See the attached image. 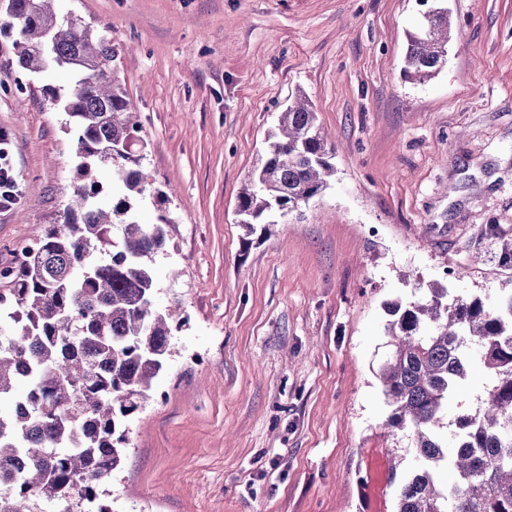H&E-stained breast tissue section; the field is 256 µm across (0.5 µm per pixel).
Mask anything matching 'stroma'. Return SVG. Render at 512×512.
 <instances>
[{
    "label": "stroma",
    "instance_id": "stroma-1",
    "mask_svg": "<svg viewBox=\"0 0 512 512\" xmlns=\"http://www.w3.org/2000/svg\"><path fill=\"white\" fill-rule=\"evenodd\" d=\"M448 60L402 74L418 0H57L107 28L146 145L177 193L136 204L173 220L156 305L182 320L151 398L129 419L113 512H366L372 455L396 467L378 377L387 301L414 280L495 308L512 292V0H442ZM0 0V130L14 205L0 268L65 221L77 130L49 92L64 70L18 63ZM335 146L336 179L271 226L238 224V192L297 93ZM464 278H455L458 268Z\"/></svg>",
    "mask_w": 512,
    "mask_h": 512
}]
</instances>
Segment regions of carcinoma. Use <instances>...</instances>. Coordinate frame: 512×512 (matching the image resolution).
Returning a JSON list of instances; mask_svg holds the SVG:
<instances>
[{
    "mask_svg": "<svg viewBox=\"0 0 512 512\" xmlns=\"http://www.w3.org/2000/svg\"><path fill=\"white\" fill-rule=\"evenodd\" d=\"M51 3L8 0L20 27L18 61L31 72L54 66L76 75L66 95H50L74 120L86 162L65 224L0 271L13 282L0 290V512H42L54 502L65 512H112L105 495L126 454L127 419L168 355L171 314L155 307L150 261L167 247L173 221L161 214L142 224L132 212L131 199L144 198L150 183L132 151L139 124L112 72V37L79 18L58 21ZM449 40L448 14L423 13L404 75L432 78ZM332 151L312 104L296 98L239 193L246 227L275 224L322 195L334 175ZM90 159L112 165L120 193L108 208L93 202ZM386 309L387 425L409 432L414 459L399 479L395 512H512V294L491 311L434 286ZM475 366L491 386L478 412H459L448 442L437 428ZM443 471L453 480L441 482Z\"/></svg>",
    "mask_w": 512,
    "mask_h": 512,
    "instance_id": "obj_1",
    "label": "carcinoma"
}]
</instances>
